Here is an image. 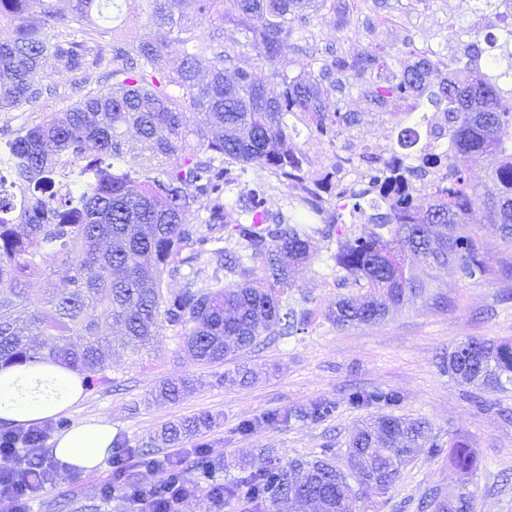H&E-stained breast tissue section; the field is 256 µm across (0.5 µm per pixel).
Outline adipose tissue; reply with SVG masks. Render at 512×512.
Returning a JSON list of instances; mask_svg holds the SVG:
<instances>
[{"mask_svg": "<svg viewBox=\"0 0 512 512\" xmlns=\"http://www.w3.org/2000/svg\"><path fill=\"white\" fill-rule=\"evenodd\" d=\"M82 375L51 362L0 368V424L14 428L54 420L84 397ZM114 436L110 423L78 424L55 439L53 454L83 473L99 469L109 457Z\"/></svg>", "mask_w": 512, "mask_h": 512, "instance_id": "adipose-tissue-1", "label": "adipose tissue"}]
</instances>
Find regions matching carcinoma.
<instances>
[{
	"label": "carcinoma",
	"mask_w": 512,
	"mask_h": 512,
	"mask_svg": "<svg viewBox=\"0 0 512 512\" xmlns=\"http://www.w3.org/2000/svg\"><path fill=\"white\" fill-rule=\"evenodd\" d=\"M109 1L119 13L129 2L0 0V20L14 26V37L0 41V111L38 102L49 56L59 74L112 66L111 84L21 127L0 146V363L50 360L88 385L104 384L110 357L138 349L168 325L183 330L184 349L196 361L221 364L282 324H304L305 315L283 310L281 295L291 287L286 260L310 258L315 221L343 224L349 215L374 227L337 241L336 267L366 289L327 307L326 319L342 327L382 320L424 288L405 272L410 253L426 267L453 264L464 279L483 277L484 257L466 229L479 207L512 243V146L497 138L512 125V53L494 54L482 38L494 26V0H483L485 26L466 28V64L446 76L447 62L415 49L408 54L418 60L397 72L377 53L357 52L349 61L311 55L296 72L272 70L279 88L273 96L240 65L235 33L248 32L254 60L270 62L296 23L335 3L148 0L150 20L168 37L135 43L115 28L83 27ZM338 72L384 109L400 111L416 98V107L445 115L458 159L448 165L445 152L429 168L431 140L407 127L391 149L395 158L372 170L346 210L325 218L321 203L296 193L293 213H274L262 186L249 187V171L287 187L318 181L326 191L343 190L308 168L296 143L302 135L333 143L354 123L336 100ZM187 108L198 116L192 128L183 122ZM130 130L141 142L137 153L125 139ZM474 156L490 160L497 197L483 200L470 184L466 163ZM34 277L47 282L39 295L28 288ZM178 278L182 288L165 287ZM104 324L122 331L120 343L104 346ZM474 343L486 356L452 352L448 374L483 391L512 383V343ZM190 388L186 380L167 381L159 395L176 403ZM399 402L394 390L348 394L358 409ZM334 409L319 399L269 420L317 421ZM208 424L205 414L165 434L175 441ZM426 446L442 452L427 421L382 415L352 431L343 469L326 457L297 458L290 472L270 451L266 468L238 462L240 476L216 487L213 498L243 488L252 512H292L295 504L306 512H357L361 499L388 493ZM448 462L461 482L479 468L464 439L448 441ZM469 494L433 496L418 509L465 512Z\"/></svg>",
	"instance_id": "cac0c4a2"
}]
</instances>
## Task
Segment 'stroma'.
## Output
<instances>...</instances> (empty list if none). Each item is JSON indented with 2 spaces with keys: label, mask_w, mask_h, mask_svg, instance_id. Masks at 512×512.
Returning <instances> with one entry per match:
<instances>
[{
  "label": "stroma",
  "mask_w": 512,
  "mask_h": 512,
  "mask_svg": "<svg viewBox=\"0 0 512 512\" xmlns=\"http://www.w3.org/2000/svg\"><path fill=\"white\" fill-rule=\"evenodd\" d=\"M474 0H336V7L313 16L308 39H288L275 63L254 64L250 47L241 60L251 66L258 81L275 91L273 67L297 69L305 54L349 57L356 51L382 49L398 53L409 48H433L449 59L465 52L458 33L474 20ZM50 91L33 106L0 112V138L35 124L105 82V68L55 76L53 60H46ZM336 97L342 111L357 113L352 131L369 145H385L387 132L411 124L410 115L376 111L362 89L345 86ZM367 224L319 225L310 239V259L290 267L292 286L288 305L307 311L303 330L270 336L255 347L229 355L224 364L204 365L183 350L179 329L164 327L150 345L113 359L111 384L88 389L83 400L53 421L54 434L79 423L98 420L112 426L120 450L152 453L154 458L193 455L203 449L206 460L233 457L260 467L261 449L275 448L286 458L329 455L344 466L347 440L361 421L378 417V410L356 409L347 396L356 388L398 391L395 415L429 422L439 443L463 438L476 449L480 468L470 485L476 512H512V385L483 393L489 404L480 409L471 397L473 387L448 374L443 363L462 341L470 338L512 340V246L504 244L499 225L477 223L472 230L481 246L487 272L479 280L461 277L455 266L423 267L415 258L406 266L426 287L406 299L383 320L344 329L328 322L323 312L343 295L362 290L343 281L333 255L339 233L368 234ZM253 369V383L240 384L238 368ZM190 380L191 391L177 403L159 399L160 386L170 380ZM329 399L336 408L316 422H275L273 413ZM213 417L195 436L167 441L166 426L200 413ZM111 464L85 474L70 470L66 479L36 498L30 512H136L127 499L108 496L104 487L114 480ZM457 490L447 453L420 451L403 470L399 481L382 497L360 502V512H418L428 494L449 498Z\"/></svg>",
  "instance_id": "1"
}]
</instances>
